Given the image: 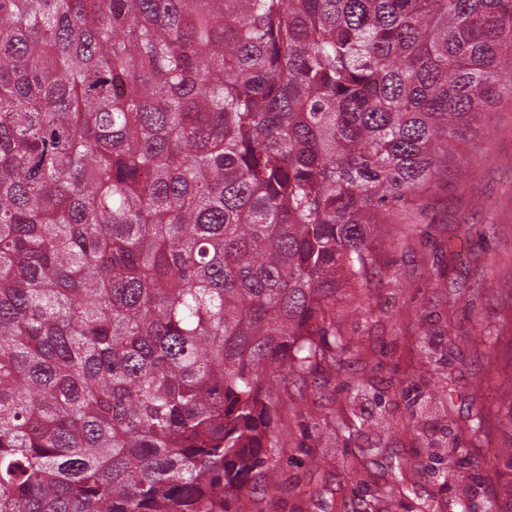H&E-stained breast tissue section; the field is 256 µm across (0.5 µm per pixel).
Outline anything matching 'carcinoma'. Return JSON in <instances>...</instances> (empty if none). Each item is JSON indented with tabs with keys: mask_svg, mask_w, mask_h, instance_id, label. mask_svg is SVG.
<instances>
[{
	"mask_svg": "<svg viewBox=\"0 0 512 512\" xmlns=\"http://www.w3.org/2000/svg\"><path fill=\"white\" fill-rule=\"evenodd\" d=\"M512 93V0H0V512H240L332 297Z\"/></svg>",
	"mask_w": 512,
	"mask_h": 512,
	"instance_id": "obj_1",
	"label": "carcinoma"
}]
</instances>
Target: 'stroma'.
I'll return each instance as SVG.
<instances>
[{
    "label": "stroma",
    "mask_w": 512,
    "mask_h": 512,
    "mask_svg": "<svg viewBox=\"0 0 512 512\" xmlns=\"http://www.w3.org/2000/svg\"><path fill=\"white\" fill-rule=\"evenodd\" d=\"M373 247L368 286L336 301L350 349L282 392L279 482L242 512H452L463 483L472 512H512L493 456L512 376V94Z\"/></svg>",
    "instance_id": "stroma-1"
}]
</instances>
